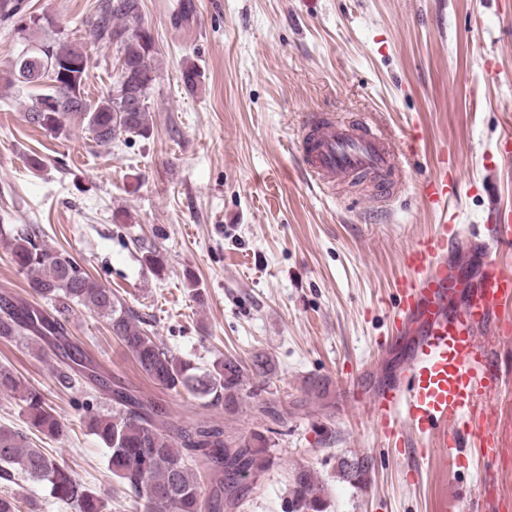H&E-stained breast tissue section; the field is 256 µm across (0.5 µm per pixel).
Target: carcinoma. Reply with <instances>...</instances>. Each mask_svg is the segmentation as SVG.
<instances>
[{
	"label": "carcinoma",
	"instance_id": "obj_1",
	"mask_svg": "<svg viewBox=\"0 0 512 512\" xmlns=\"http://www.w3.org/2000/svg\"><path fill=\"white\" fill-rule=\"evenodd\" d=\"M117 0H97L84 21L98 42L114 45L127 66L133 91L146 97L155 75L154 38L142 15L115 6ZM81 45L45 42L36 51L16 59L17 74L5 77L6 86L35 85L51 81L49 93L28 109V120L44 130L59 131L74 113L83 115L93 140L103 144L117 136H146L151 129L147 103L120 112L123 98L110 94L94 105L85 98L88 67ZM16 267L29 276V285L43 304L21 302L10 293L0 294V337H18L59 351L58 382L70 387L92 380L112 399V410L90 416L89 427L109 453V470L124 494L143 502L145 512H232L240 494L267 469L271 428L231 436L211 426H177L168 421V408L148 400L100 372L95 358L69 336L68 323L76 307H85L106 318L112 335L123 345L141 373L159 389L186 393L203 407L238 413L246 368L233 356L216 358L202 369L165 348L148 324L111 291L100 287L84 266L64 250L44 244L36 224L0 239ZM274 365L260 356L252 360L253 376L269 381ZM0 392L11 393L23 403L28 425L50 436L62 432L63 423L43 395L21 383L0 366ZM0 465L12 467L31 482H44L50 493L76 512H112L109 500L93 492L71 470L58 464L41 448H28L22 434L0 428ZM343 478L362 482L372 462L362 458L341 461ZM290 499L285 512H326L323 488L305 466L293 470Z\"/></svg>",
	"mask_w": 512,
	"mask_h": 512
}]
</instances>
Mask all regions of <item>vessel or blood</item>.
Returning a JSON list of instances; mask_svg holds the SVG:
<instances>
[{"label":"vessel or blood","instance_id":"obj_1","mask_svg":"<svg viewBox=\"0 0 512 512\" xmlns=\"http://www.w3.org/2000/svg\"><path fill=\"white\" fill-rule=\"evenodd\" d=\"M304 127L308 137L298 145L302 167L323 189L361 176L390 184L402 177V158L419 142L414 132L397 140L380 125H346L313 114ZM460 188L455 156L441 152L434 174L418 188L425 208L441 219L434 233L404 253L408 273L395 284L391 334L381 347L391 348L408 333L415 342L373 396L359 388L354 394L373 430L404 458L429 461L448 447L452 464L486 463L490 479L499 447L484 419L499 378L481 335H512V325L500 315L512 306V209L491 212L490 224L470 233L447 216ZM469 236L480 246L482 262L466 278L448 253Z\"/></svg>","mask_w":512,"mask_h":512}]
</instances>
